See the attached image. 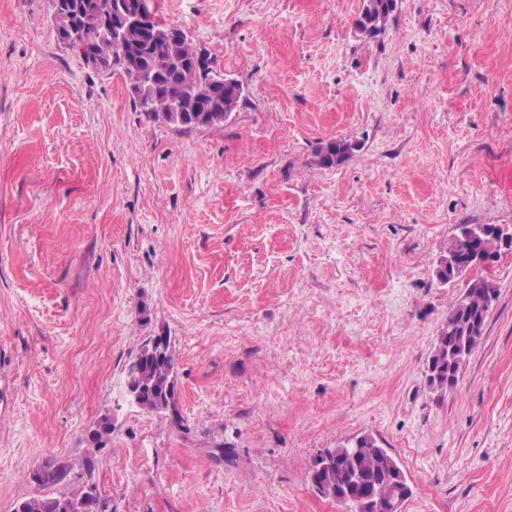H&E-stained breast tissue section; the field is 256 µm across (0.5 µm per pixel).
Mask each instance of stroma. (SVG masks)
<instances>
[{
    "mask_svg": "<svg viewBox=\"0 0 512 512\" xmlns=\"http://www.w3.org/2000/svg\"><path fill=\"white\" fill-rule=\"evenodd\" d=\"M158 0L244 87L178 130L60 41L49 0H0V512L112 416L113 512H345L322 451L369 433L404 512H512V248L459 380L426 366L468 280L460 224L512 233V0ZM331 138L360 148L321 169ZM176 350V428L124 395L144 338ZM361 15L356 20L362 33L375 35L382 32L396 6L395 0H366ZM497 246L494 238L473 239L469 234V225L460 224L449 239L448 244L443 250L440 261L436 269V277L441 283H448L453 278H448V264L452 260L459 263L468 262L469 258L482 249L492 250Z\"/></svg>",
    "mask_w": 512,
    "mask_h": 512,
    "instance_id": "stroma-1",
    "label": "stroma"
}]
</instances>
